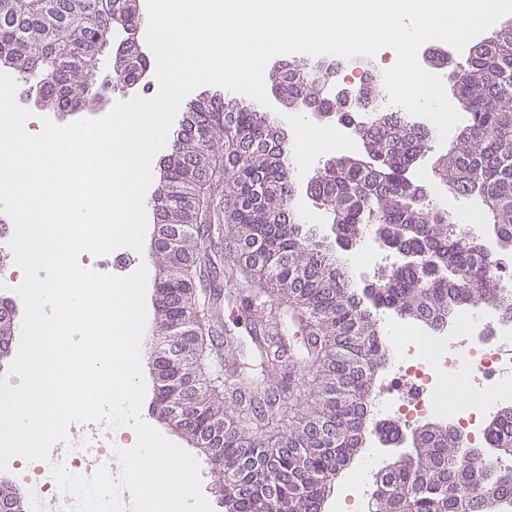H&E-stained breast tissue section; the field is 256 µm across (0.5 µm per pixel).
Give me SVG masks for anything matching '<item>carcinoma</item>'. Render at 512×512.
I'll return each mask as SVG.
<instances>
[{"mask_svg": "<svg viewBox=\"0 0 512 512\" xmlns=\"http://www.w3.org/2000/svg\"><path fill=\"white\" fill-rule=\"evenodd\" d=\"M138 0H0V71L50 108L96 109L108 91H90L99 57L117 36L138 32ZM144 55L122 49L112 58V87L139 83ZM327 64L288 63L272 78L285 107L301 99L328 108ZM377 84L359 89L353 112L365 110ZM453 94L467 124L440 157L437 175L491 216L495 238L512 246V28L476 45L459 65ZM180 128L160 162L163 190L151 204L156 239L149 258L162 271V326H183L181 357L159 365L164 386L156 407L181 402L195 443L211 464L243 477L224 487L225 512H319L362 448L371 423L375 373L389 360L379 307L403 320L443 328L463 306L492 300L512 320V282L492 279L479 241L460 234L456 216L430 204L409 177L431 148L429 128L404 112H378L358 132L377 163L340 154L325 160L306 192L324 205L341 236L358 243L373 234L439 260L442 271L392 267L378 275L374 304L363 302L337 261L333 241L317 235L293 210L295 182L288 138L246 99L201 93L181 105ZM237 233L241 260L228 279L245 286L240 307L256 328L255 353L224 369L234 340L218 339L220 313L207 291V241L221 229ZM297 314L309 362L304 375L283 371L278 336L281 304ZM14 305L0 299V359L14 329ZM313 400L309 413H289L274 384ZM290 421L288 430L282 424ZM409 457L376 478L375 512H503L512 502V409L486 425L492 457L463 455L454 429L417 428Z\"/></svg>", "mask_w": 512, "mask_h": 512, "instance_id": "cac0c4a2", "label": "carcinoma"}]
</instances>
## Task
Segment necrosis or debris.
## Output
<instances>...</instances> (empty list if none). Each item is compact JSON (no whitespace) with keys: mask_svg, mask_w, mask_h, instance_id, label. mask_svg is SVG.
I'll use <instances>...</instances> for the list:
<instances>
[{"mask_svg":"<svg viewBox=\"0 0 512 512\" xmlns=\"http://www.w3.org/2000/svg\"><path fill=\"white\" fill-rule=\"evenodd\" d=\"M295 60L319 61L336 66L337 78L363 79L366 74L383 77L377 56L345 58L335 54L313 56L298 52ZM396 350L376 391L371 406L378 424L397 423L414 429L441 411V393L448 382H462L467 391L493 408L512 390V321L502 320L493 304L458 311L444 335L428 338L415 329L391 337ZM117 440L105 422L90 423L83 438L65 450L62 462L75 475L91 476L102 466H111ZM39 512H70L71 502L52 476L50 463H41L31 479Z\"/></svg>","mask_w":512,"mask_h":512,"instance_id":"necrosis-or-debris-1","label":"necrosis or debris"}]
</instances>
